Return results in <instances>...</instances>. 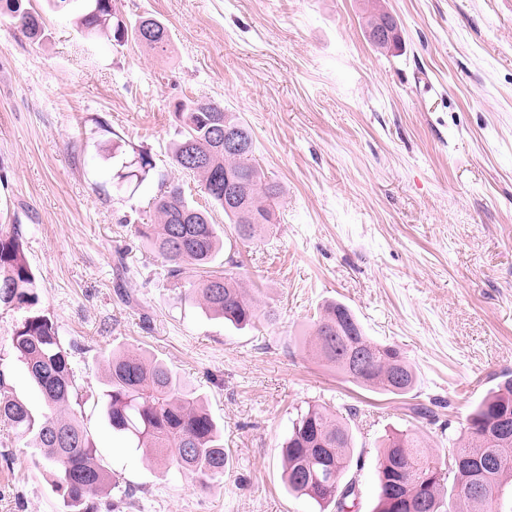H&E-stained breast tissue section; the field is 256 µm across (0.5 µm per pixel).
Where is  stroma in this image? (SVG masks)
Returning <instances> with one entry per match:
<instances>
[{"instance_id": "1", "label": "stroma", "mask_w": 512, "mask_h": 512, "mask_svg": "<svg viewBox=\"0 0 512 512\" xmlns=\"http://www.w3.org/2000/svg\"><path fill=\"white\" fill-rule=\"evenodd\" d=\"M382 2L401 35L384 54L361 0H117L126 22L167 26L164 54L86 39L72 12H46L40 45L0 22V230L22 232L115 482L99 512H320L289 491L279 455L307 404L356 409L348 476L356 512H373L386 433L414 429L444 453L512 371V0ZM200 98L249 125L254 162L282 189L262 242L239 255L244 288L274 312L256 329L159 276L125 222L149 218L164 184L203 203L169 153L175 103ZM135 148L154 168L130 197L112 185V154ZM330 300L405 354L412 396L366 391L302 350ZM23 316L0 310V366L38 416L11 347ZM115 347L148 350L195 385L224 438L223 478L199 489L113 433L97 400ZM418 403L432 416L412 417ZM0 512H63L37 454L2 425Z\"/></svg>"}]
</instances>
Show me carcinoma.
I'll return each instance as SVG.
<instances>
[{
    "label": "carcinoma",
    "instance_id": "carcinoma-1",
    "mask_svg": "<svg viewBox=\"0 0 512 512\" xmlns=\"http://www.w3.org/2000/svg\"><path fill=\"white\" fill-rule=\"evenodd\" d=\"M80 2L79 25L88 39L103 38L123 46L130 40L165 52L164 23L144 16L132 27L119 19L115 0H48L55 11ZM364 26L378 51L401 44L394 17L379 0H366ZM20 27L33 41L45 36V26L30 0H0V18ZM390 34L374 37L384 21ZM178 128L171 143L174 166L199 182L207 197L202 206L189 200L183 188L171 185L152 199L153 221L137 224L134 232L150 249L174 286L186 289L203 310L236 327L254 326L271 318L269 310L243 288L241 264L234 256L216 260L224 238L214 212L224 213L235 240L258 242L272 223L279 185L251 162L254 140L250 128L213 100H188L175 112ZM233 128L245 148L228 151L217 138V127ZM154 168L146 150H132L112 176L119 192L135 193ZM239 188L230 202L224 188L214 189L216 177ZM25 312L11 336L18 361L37 386L45 405L37 418L22 401L5 391L0 370V422L37 449L53 476L64 512H97L95 496L112 485V474L95 454L90 435L72 401L78 390L67 349L54 320L39 307L37 282L18 231H0V307ZM308 353L364 389L387 396H405L417 384V374L395 346L365 335L344 304L323 306L303 338ZM105 389L101 407L112 430L161 465H173L191 475L201 488L224 476L227 456L219 429L201 398L162 360L141 349L116 348L105 356ZM351 431L346 418L322 405L298 408L291 419L280 454L288 489L320 506L337 503L352 466ZM378 503L374 512H494L504 488H512V372L500 375L465 418L461 434L448 439V456L441 457L408 432L387 436L377 468ZM453 495L445 498V489Z\"/></svg>",
    "mask_w": 512,
    "mask_h": 512
}]
</instances>
